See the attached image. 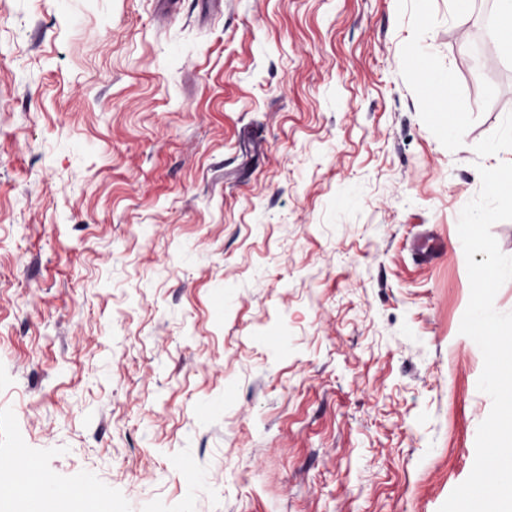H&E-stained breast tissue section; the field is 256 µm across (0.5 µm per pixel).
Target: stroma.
<instances>
[{"label":"stroma","mask_w":512,"mask_h":512,"mask_svg":"<svg viewBox=\"0 0 512 512\" xmlns=\"http://www.w3.org/2000/svg\"><path fill=\"white\" fill-rule=\"evenodd\" d=\"M497 8L0 0V465L99 512H438L492 407L457 225L512 162ZM39 487L42 491V498L40 502L41 508H47L51 505L53 499H56L60 495H66L69 497L79 496L84 499H90L91 493L89 492L87 486L85 485H76L67 488H58L53 483L42 482L39 484Z\"/></svg>","instance_id":"obj_1"}]
</instances>
